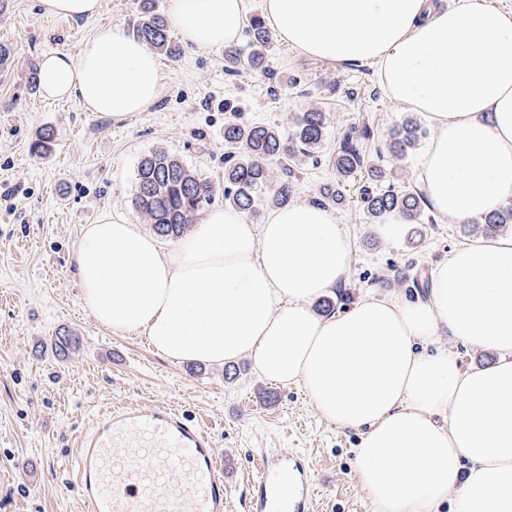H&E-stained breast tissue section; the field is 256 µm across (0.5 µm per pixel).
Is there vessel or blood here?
Returning a JSON list of instances; mask_svg holds the SVG:
<instances>
[{
  "label": "vessel or blood",
  "mask_w": 512,
  "mask_h": 512,
  "mask_svg": "<svg viewBox=\"0 0 512 512\" xmlns=\"http://www.w3.org/2000/svg\"><path fill=\"white\" fill-rule=\"evenodd\" d=\"M124 460L130 474L112 479ZM82 512H224L231 495L224 455L211 433L170 408L106 406L82 436L71 462ZM185 476L188 488L154 494V479ZM246 512H309L318 493L314 472L300 454H264L248 476Z\"/></svg>",
  "instance_id": "b4317fda"
}]
</instances>
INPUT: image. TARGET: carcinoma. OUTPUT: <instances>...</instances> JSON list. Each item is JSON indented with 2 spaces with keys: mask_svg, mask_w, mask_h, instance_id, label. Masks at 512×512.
<instances>
[{
  "mask_svg": "<svg viewBox=\"0 0 512 512\" xmlns=\"http://www.w3.org/2000/svg\"><path fill=\"white\" fill-rule=\"evenodd\" d=\"M134 32L160 55L172 61L179 58V46L173 43L166 20L153 0H143ZM271 45V33L255 17L250 22L246 47L225 50L224 59L232 66L244 63L263 71ZM326 128L325 113L317 110L300 113L286 134L275 127L246 125L234 116L224 120V204L250 214L263 199L279 206L287 204L296 179V170L288 160L311 159L319 153ZM422 136L418 122L407 118L390 137L388 151L393 158L402 159L416 149ZM279 162L283 176L276 179L273 166ZM332 164L336 168L337 187L324 189L318 202L342 203L343 187L358 177L363 180L358 205L367 218L399 213L410 224L423 223L425 197L418 191L394 186L386 170L376 165L350 135L344 136ZM216 188L215 182L193 172L178 159L156 151L144 157L137 167L132 203L159 236L174 238L181 236L194 216L214 201ZM471 228L488 236L511 229L512 207L472 221Z\"/></svg>",
  "mask_w": 512,
  "mask_h": 512,
  "instance_id": "carcinoma-1",
  "label": "carcinoma"
}]
</instances>
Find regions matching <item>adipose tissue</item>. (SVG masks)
<instances>
[{"instance_id": "1", "label": "adipose tissue", "mask_w": 512, "mask_h": 512, "mask_svg": "<svg viewBox=\"0 0 512 512\" xmlns=\"http://www.w3.org/2000/svg\"><path fill=\"white\" fill-rule=\"evenodd\" d=\"M244 0H169L182 40L240 37ZM278 38L301 54L373 64L389 98L431 122L417 186L433 213L463 224L512 202V12L486 0H264ZM46 97L128 120L158 97L162 68L122 25L96 29L78 56L50 53ZM327 209L288 205L265 224L215 208L170 252L123 214L88 225L80 302L115 334L144 332L181 362L250 359L301 384L323 419L361 430L356 474L372 512H512V236L461 245L429 272L426 302L370 294L340 316L311 305L351 267ZM448 335L494 350L462 369Z\"/></svg>"}]
</instances>
